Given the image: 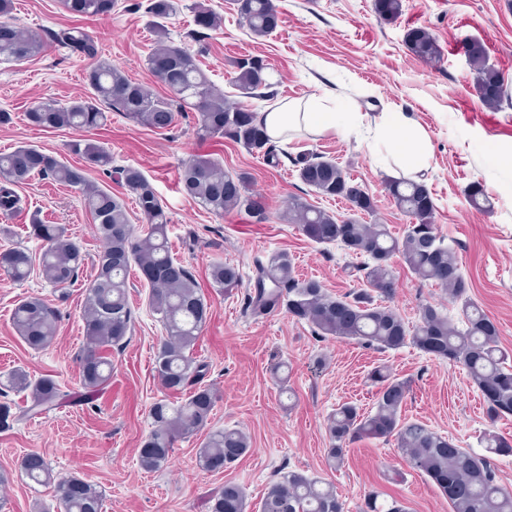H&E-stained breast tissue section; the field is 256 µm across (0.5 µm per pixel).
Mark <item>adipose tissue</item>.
Segmentation results:
<instances>
[{"mask_svg":"<svg viewBox=\"0 0 512 512\" xmlns=\"http://www.w3.org/2000/svg\"><path fill=\"white\" fill-rule=\"evenodd\" d=\"M271 142L287 141L289 134L305 130L323 135L336 130L351 131L360 123L358 113L339 112L323 101H292L257 115ZM369 143L377 166L394 173L423 171L430 159V145L412 120L402 112H387L369 130Z\"/></svg>","mask_w":512,"mask_h":512,"instance_id":"adipose-tissue-1","label":"adipose tissue"}]
</instances>
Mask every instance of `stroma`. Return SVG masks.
I'll return each mask as SVG.
<instances>
[{"mask_svg":"<svg viewBox=\"0 0 512 512\" xmlns=\"http://www.w3.org/2000/svg\"><path fill=\"white\" fill-rule=\"evenodd\" d=\"M163 24L172 41L193 54L225 97L257 112L294 99H323L342 111L357 112L364 129L354 133L294 134L276 146L271 164L227 138L203 139L191 113H181L167 131H152L120 114L93 132L31 126L25 112L42 101L69 104L87 95L89 59L59 46L55 32L81 25L107 62L133 81L160 94L164 88L146 59L157 35L146 12L147 0H117L112 14L75 20L60 0H13L12 16L24 29L43 36L45 52L16 64L0 54V109L11 112L0 125V152L29 145L80 164L71 143L90 138L112 151L114 166L139 168L167 205L169 244L175 259L192 269L212 318L203 330L197 356L209 365L204 378L216 395L212 428L245 432L248 454L219 474L201 472L195 450L206 437L180 439L166 468L142 470L137 448L151 429L149 409L161 396L153 363L165 331L148 307L149 285L130 273L128 297L134 316L131 339L114 353L109 386L84 400L77 355L84 336L85 287L102 250L80 191L36 176L17 186L20 208L0 212V250L23 245L37 250L29 235L33 220L64 225L86 255L69 297L58 301L39 273L17 282L0 273V374L21 367L32 376L50 374L69 399L48 415L0 430V512H55L53 487L30 481L20 471L22 457L43 453L55 477L76 474L103 496V512H208L211 492L232 480L247 494L248 512H258L266 488L279 474L298 471L332 485L346 512H362L375 496L380 512L400 501L407 512H451L447 499L424 474L410 468L396 440L362 439L348 444L342 467L328 463L327 419L339 404L370 411L378 390L374 370L408 380L402 415L426 424L458 447L483 453L482 434L493 431L512 440V415L489 419L483 399L465 369L405 345L378 351L348 339H320L303 321L277 310L260 318L242 312L253 274V260L285 252L299 278H316L341 297L360 289L353 274L359 259L338 244H318L284 215L299 197L336 216L345 202L317 194L298 177L293 158L315 153L338 162L367 187L375 200L370 224L388 225L402 236L408 217L385 189L388 180L371 154L367 125L386 112H405L429 140L431 157L424 172L434 205L438 234L456 253L467 294L499 328L503 349L512 353V0H404L398 19L379 18L373 0H276L281 21L266 37L243 26L225 0H174ZM221 18L217 28L197 36L196 4ZM412 28L428 31L442 49L439 60L424 63L404 43ZM483 44L489 65L504 78L506 96L496 108L480 100L466 54L468 42ZM251 55L268 66L275 96L248 98L234 85L235 62ZM193 155L215 159L224 172L247 174L250 190L268 219L257 224L234 209L217 215L179 190L181 162ZM481 183L493 209H476L467 197ZM237 265L238 288L212 287L214 262ZM396 288L389 304L408 325L419 321L423 305L460 321V307L440 286L418 279L402 259L394 261ZM38 295L59 310L57 334L44 350L19 338L11 321L15 304Z\"/></svg>","mask_w":512,"mask_h":512,"instance_id":"1","label":"stroma"}]
</instances>
